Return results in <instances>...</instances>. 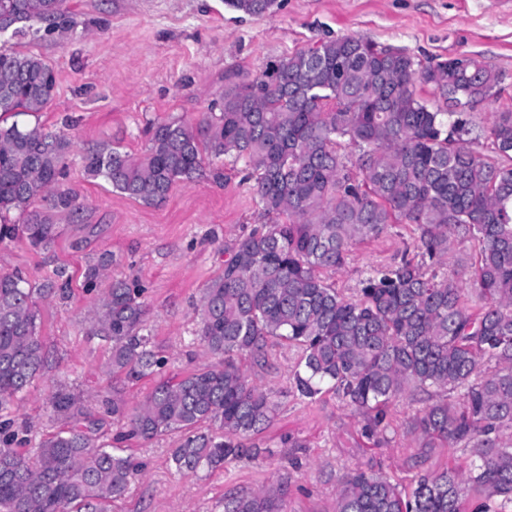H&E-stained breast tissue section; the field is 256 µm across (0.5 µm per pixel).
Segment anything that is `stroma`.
I'll return each instance as SVG.
<instances>
[{
    "label": "stroma",
    "instance_id": "35a3bbf8",
    "mask_svg": "<svg viewBox=\"0 0 512 512\" xmlns=\"http://www.w3.org/2000/svg\"><path fill=\"white\" fill-rule=\"evenodd\" d=\"M64 8L76 20L72 30L7 44L40 57L55 72L52 100L25 122L70 140L60 183L83 204L79 213L55 215L57 237L46 249L33 248L22 234L0 242V273H19L35 287L56 268L71 275L65 297L36 301L47 364L11 408L32 438L62 427L50 403L56 391L73 392L88 412L99 414L100 439L108 442L123 423L100 415L102 396L132 407L160 378L207 365L195 335L201 290L222 272L235 243L269 222L251 182L229 160L204 163L194 180L176 181L166 201L147 206L88 177L81 163L86 151L117 144L142 155L148 124L195 122L220 101L228 81H253L271 64L327 37H367L422 59L476 56L499 72L501 83L498 98L475 111V122L489 125L494 113L512 107V8L501 0H276L261 16L232 11L224 0H65ZM415 239L410 226L394 225L353 246L344 267L324 278L352 294L370 269L392 262ZM104 253L114 262L97 290L87 291L85 269ZM115 279L144 290L154 348L168 360L162 376L131 384L108 371L111 343L90 328L102 290ZM268 355L264 367L242 362L250 384L276 392L279 402L274 421L249 440L260 455L206 476H184L169 463L172 438L129 441L142 471L114 512H224L226 493L282 480L288 512H333L336 480L346 470L379 472L407 487L416 475L466 464L461 451L426 453L404 433L438 393L391 400L385 437L370 439L363 415L336 391L312 401L291 394L295 349L273 339ZM287 436L301 440V447L283 446Z\"/></svg>",
    "mask_w": 512,
    "mask_h": 512
}]
</instances>
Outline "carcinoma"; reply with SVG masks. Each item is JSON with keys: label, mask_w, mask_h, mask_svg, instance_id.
<instances>
[{"label": "carcinoma", "mask_w": 512, "mask_h": 512, "mask_svg": "<svg viewBox=\"0 0 512 512\" xmlns=\"http://www.w3.org/2000/svg\"><path fill=\"white\" fill-rule=\"evenodd\" d=\"M224 3L257 16L274 0ZM62 5L0 0V27L23 34L37 20L63 32L75 20ZM499 83L491 65L469 55L423 62L372 39L327 38L252 82L225 85L218 110L194 124L148 125L138 159L113 146L87 152V175L148 205L193 179L204 157H229L255 178L264 214L277 218L240 239L202 289L196 335L212 362L159 382L131 409L103 399V413L126 418L130 438L176 436L169 462L182 475L249 457L241 439L262 433L279 403L250 385L240 360L267 363L275 338L300 354L296 395L335 388L367 416L369 436L388 430L392 399L432 387L459 393L430 405L405 433L419 448L459 449L469 464L420 475L408 490L349 471L337 479L334 512H465L477 496L512 503V110L488 127L470 115ZM55 85L41 58L0 52V241L21 232L46 247L55 213L80 209L77 194L59 185L70 142L16 120L42 111ZM423 86L460 109L429 107ZM36 198L44 210L30 209ZM12 213L22 223L8 222ZM393 224L415 226L417 252L369 273L354 298L326 282L323 272L340 269L352 245ZM459 237L479 244L471 271L426 275L424 266L446 262ZM111 265L109 254L90 266L88 285ZM64 277L58 269L35 289L0 274V512H112L137 475L125 449L96 442V421L70 392L52 399L67 426L41 439L32 458L17 449L28 439L4 414L45 366L35 295L63 290ZM141 297L142 289L112 281L93 323L111 342L112 376L129 381L167 365L145 334ZM287 495L286 481L241 490L224 496V512H286Z\"/></svg>", "instance_id": "obj_1"}]
</instances>
